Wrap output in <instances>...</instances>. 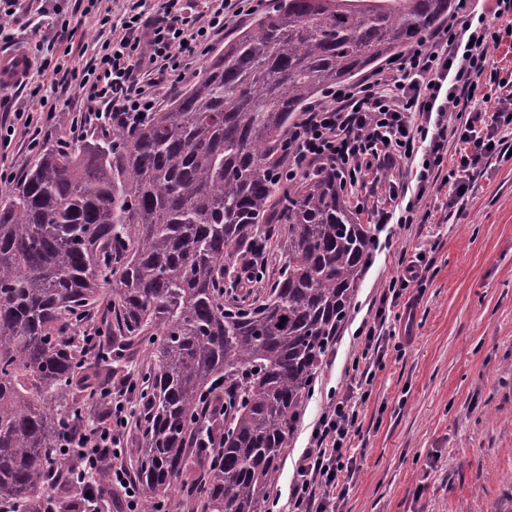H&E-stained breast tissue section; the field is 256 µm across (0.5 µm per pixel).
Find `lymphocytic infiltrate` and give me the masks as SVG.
I'll return each instance as SVG.
<instances>
[{
	"mask_svg": "<svg viewBox=\"0 0 512 512\" xmlns=\"http://www.w3.org/2000/svg\"><path fill=\"white\" fill-rule=\"evenodd\" d=\"M75 2L83 15L94 18L97 52L79 69L55 65L49 83L27 82L32 109L15 112L0 145L18 138L27 149L38 148L44 123L56 114L53 91L72 86L88 107L74 113L66 129L69 139L112 120L132 128L144 123L159 108L162 89L193 73L229 19L255 12L264 0H199L198 22L184 17L182 0H162L151 14L133 0L116 23L98 13L99 0ZM487 10L484 16L468 13L449 22L429 43L309 103L283 144L285 180L329 167L341 185L362 187L368 175L387 173V205L373 212L379 230L426 223L422 201L439 185L448 190L449 206H456L490 160L512 152V74L502 75L490 58L491 49L512 38V0H489ZM490 15L495 18L491 24L486 21ZM424 279L422 260L404 263L372 302V318L357 330L356 373L319 415L295 463L286 512H336L346 496L356 471L350 435L360 426V408L369 398L384 345L396 334L386 308ZM136 385L130 377L124 388L102 390L106 415L69 425L59 448L70 464L53 476L79 490L89 512H103L107 504L138 512L145 498L121 449L124 430L135 416L126 392Z\"/></svg>",
	"mask_w": 512,
	"mask_h": 512,
	"instance_id": "1",
	"label": "lymphocytic infiltrate"
}]
</instances>
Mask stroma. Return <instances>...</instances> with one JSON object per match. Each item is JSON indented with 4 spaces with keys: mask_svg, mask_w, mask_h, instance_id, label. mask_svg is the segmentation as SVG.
<instances>
[{
    "mask_svg": "<svg viewBox=\"0 0 512 512\" xmlns=\"http://www.w3.org/2000/svg\"><path fill=\"white\" fill-rule=\"evenodd\" d=\"M63 9L76 32L58 39L51 19L25 9L0 18L17 45L48 62L79 67L67 53L82 44L95 53L96 30L73 0H47ZM447 190L423 203L428 223L388 225L352 303L348 322L325 357L294 437L282 452L275 491L287 492L295 462L329 392L349 381L360 343L354 332L401 256L431 262L422 287L407 288L411 319L392 307L393 337L370 397L361 407L351 452L358 469L341 512H512V159L492 162L449 217Z\"/></svg>",
    "mask_w": 512,
    "mask_h": 512,
    "instance_id": "35a3bbf8",
    "label": "stroma"
}]
</instances>
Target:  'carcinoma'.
I'll list each match as a JSON object with an SVG mask.
<instances>
[{
    "mask_svg": "<svg viewBox=\"0 0 512 512\" xmlns=\"http://www.w3.org/2000/svg\"><path fill=\"white\" fill-rule=\"evenodd\" d=\"M454 0H280L224 45L144 126L47 148L0 196V503L39 512L44 460L65 436L83 372L76 328L106 305L103 364L158 331L141 377L136 478L182 485L203 512H261L323 357L348 320L370 253L330 169L288 186L283 139L325 91L419 44ZM284 261L262 300L225 289L227 264L271 239ZM241 386L222 464L188 478L191 425L217 378Z\"/></svg>",
    "mask_w": 512,
    "mask_h": 512,
    "instance_id": "1",
    "label": "carcinoma"
}]
</instances>
